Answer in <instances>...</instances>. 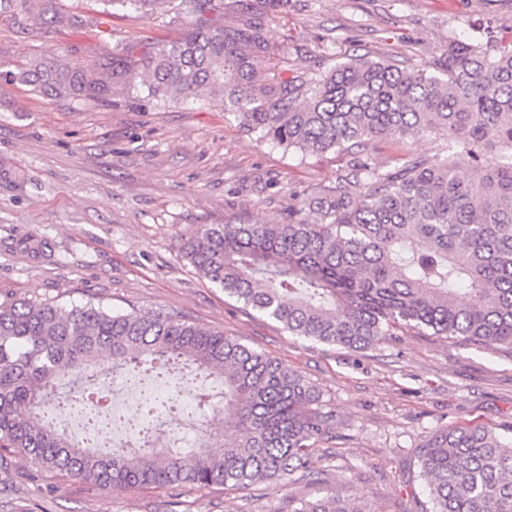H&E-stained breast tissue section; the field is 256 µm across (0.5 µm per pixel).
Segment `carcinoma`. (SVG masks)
<instances>
[{"label":"carcinoma","instance_id":"cac0c4a2","mask_svg":"<svg viewBox=\"0 0 512 512\" xmlns=\"http://www.w3.org/2000/svg\"><path fill=\"white\" fill-rule=\"evenodd\" d=\"M290 0H234L253 15L224 24V0H182L190 33L120 58L76 63L65 55L13 74L44 95L103 100L115 85L152 102L224 99L248 133L305 156L338 153L336 185L288 205L281 224H212L183 253L204 278L294 336L364 350L404 331H429L459 346L512 350V40H456L437 70L386 59L349 57L319 75L284 78L266 26L288 16ZM151 15L170 0H102ZM62 26L46 0H0V8ZM447 135V155L406 156L392 164L370 153L375 141L403 144L419 133ZM473 166L475 180L459 170ZM467 287L480 303L457 299ZM180 377L149 395L142 414L160 419L184 387L193 414L235 421L237 434L202 423L193 448L149 443L112 448L123 418L99 401L103 379L136 369ZM91 386L78 393L103 446L67 429L37 424L48 392L64 377ZM297 371L238 336L177 314L114 313L18 300L0 306V451H18L41 471L92 486L285 487L319 473L316 447L331 438L332 415ZM430 507L422 512H512V428L436 430L419 446ZM290 512H377L356 493L295 502Z\"/></svg>","mask_w":512,"mask_h":512}]
</instances>
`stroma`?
I'll list each match as a JSON object with an SVG mask.
<instances>
[{
	"mask_svg": "<svg viewBox=\"0 0 512 512\" xmlns=\"http://www.w3.org/2000/svg\"><path fill=\"white\" fill-rule=\"evenodd\" d=\"M71 15L48 29L0 11V304L25 298L115 311L178 313L301 373L330 412L319 443L329 472L277 490L185 485L119 491L0 460V512H286L327 498L342 479L379 512H421L415 466L435 430L512 425V351L463 347L407 332L366 350L308 341L198 275L183 246L210 224L280 223L289 195L334 186V154L302 156L244 132L221 98L153 105L123 90L94 102L47 98L13 73L68 50L77 61L183 38L179 4L148 17L98 0H55ZM493 31L512 39V0H291L266 36L281 68L318 73L350 55L430 67L450 41ZM424 133L377 144L382 160L445 152Z\"/></svg>",
	"mask_w": 512,
	"mask_h": 512,
	"instance_id": "1",
	"label": "stroma"
}]
</instances>
